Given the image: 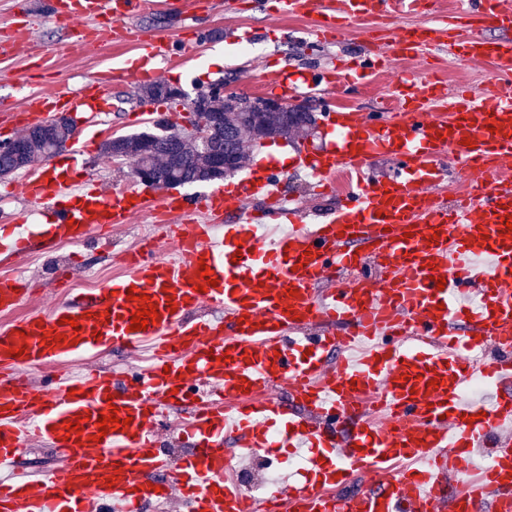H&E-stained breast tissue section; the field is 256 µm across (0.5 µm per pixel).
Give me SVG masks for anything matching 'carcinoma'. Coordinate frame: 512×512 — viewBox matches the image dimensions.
I'll return each mask as SVG.
<instances>
[{
  "mask_svg": "<svg viewBox=\"0 0 512 512\" xmlns=\"http://www.w3.org/2000/svg\"><path fill=\"white\" fill-rule=\"evenodd\" d=\"M209 110L224 114V128L216 135L212 147L233 158V164L224 169V175H231L247 161L245 140H256L255 128L249 119V97L237 96L234 107L226 105L222 98H214L209 102ZM311 122L309 115L300 120H286L279 113L267 112L262 120L261 135L271 139L288 138ZM73 127L74 120L64 115L60 123L39 124L36 129L28 130L19 137L25 146L24 155L0 152V177L12 175L42 160L57 142L68 136ZM149 135L151 132L143 131L111 138L102 143L101 149L108 157L119 156L135 167L146 164L159 178L179 186L220 178L210 166V149L184 139L177 144L157 141L149 145L145 142Z\"/></svg>",
  "mask_w": 512,
  "mask_h": 512,
  "instance_id": "obj_1",
  "label": "carcinoma"
}]
</instances>
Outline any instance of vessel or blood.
Instances as JSON below:
<instances>
[{"label":"vessel or blood","instance_id":"1","mask_svg":"<svg viewBox=\"0 0 512 512\" xmlns=\"http://www.w3.org/2000/svg\"><path fill=\"white\" fill-rule=\"evenodd\" d=\"M146 0H50L47 16L64 42L82 23L85 45L124 41L125 22ZM269 16L312 18L321 44L340 43L354 23L391 22L388 52L402 59L444 51L482 57L493 75L481 92L449 90L434 78L400 84L395 110L375 118L327 111L341 137L294 162L269 158L248 176L196 197L136 184L105 194L67 167L37 163L19 185L45 205L52 239L0 226V252L16 258L63 239L88 240L105 226L147 214L162 224L173 257L144 242L123 251L126 271L89 292L66 290L48 313L19 314L25 279L0 274V463L18 464L41 439L62 465L42 480L0 481V512H140L177 497L190 512H258L224 473L229 444L295 453L311 466L289 482L291 512H512V180L490 178L482 163L512 156V11L502 0H458L450 17L394 27L424 0H259ZM107 26H99V19ZM501 37L489 40L483 29ZM193 42L174 34L142 39L128 74L154 81L159 61ZM26 98L25 123L58 112L97 115L104 84ZM269 90L295 91L306 78L266 71ZM394 157L397 174L358 181L330 220L305 224L279 202L289 167L329 177ZM468 173L465 200L449 205L448 161ZM263 197L287 234L257 238L228 221L230 208ZM203 215L204 223L192 218ZM158 317L130 325L143 302ZM416 338L405 346V335ZM148 367L132 376L87 369L75 359L102 349L138 353ZM49 372L50 385L19 379ZM485 379L490 400H469L463 384ZM176 423H168L171 411ZM118 420L100 430V417ZM74 431H67L68 423ZM188 446L175 472L161 450L167 425ZM369 486L336 498L355 474Z\"/></svg>","mask_w":512,"mask_h":512}]
</instances>
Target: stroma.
<instances>
[{
  "mask_svg": "<svg viewBox=\"0 0 512 512\" xmlns=\"http://www.w3.org/2000/svg\"><path fill=\"white\" fill-rule=\"evenodd\" d=\"M23 23L32 27L38 46L57 50V62L48 69L35 63L23 50L9 56L0 55L1 104L17 110L28 96L51 90L62 83L71 89H80L100 71L107 69L124 75L118 87L108 91L111 108L105 123L95 125L83 115L75 117L78 134L87 145L78 164L99 187L110 189L132 177L129 163L103 162L101 145L104 141L151 130L154 120L160 116H177L178 128L188 126L189 114L182 104L160 102L144 105L139 102L138 83L124 74L127 60L134 53L132 42L101 44L78 55L62 52L58 49L59 30L45 20L44 0H0V40L9 39L16 26ZM126 26L134 33H151L160 37L179 29L188 35L195 32L203 35V42L194 49L192 56L161 75L162 80L191 95L220 81L224 84L225 93L258 96L262 93L258 75L260 66L276 69L285 66L298 73H318L331 67L334 59L358 56L368 50L377 51L386 43L384 32L368 36L355 26L350 28L341 45L320 46L315 44L310 34L312 23L309 19L302 16L269 17L253 11L249 0H239L233 14L225 12L224 0H200L199 8L188 13L180 12L174 0H150L147 9L140 16L127 20ZM233 27L252 31L253 37L248 44L250 53H243L241 44L226 42L225 33ZM280 27L290 30L288 40L275 39L274 33ZM216 55L224 59L223 66L218 69L208 64L209 59ZM427 75L443 77L451 87L463 84L480 90L490 80L492 66L482 60L461 62L445 53L412 60H390L385 71H367L357 88L334 91L326 100L307 97L313 124L288 140L247 144L248 167L265 162L273 147L292 158L305 151L326 147L335 135L325 122L327 104H334L339 109L360 107L368 112H377L390 106L400 77L419 79ZM285 196L289 207L299 209L311 224L328 219L338 201L333 193L310 192L296 173L288 177ZM70 257L76 260L72 278L76 285L93 272H105L111 276L123 272L111 253L93 243L68 249L58 247L48 253L32 255L27 261L11 260V271L29 279L32 288L29 302L21 308L22 313L49 310L54 300L52 289L57 266Z\"/></svg>",
  "mask_w": 512,
  "mask_h": 512,
  "instance_id": "obj_1",
  "label": "stroma"
}]
</instances>
